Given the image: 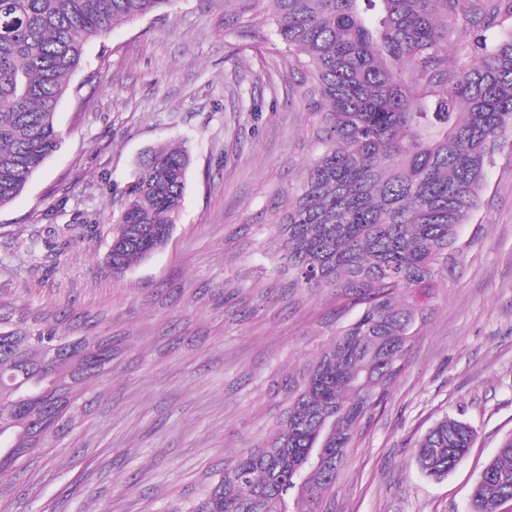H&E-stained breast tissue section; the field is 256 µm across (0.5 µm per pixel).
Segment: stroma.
I'll list each match as a JSON object with an SVG mask.
<instances>
[{"label":"stroma","instance_id":"obj_1","mask_svg":"<svg viewBox=\"0 0 512 512\" xmlns=\"http://www.w3.org/2000/svg\"><path fill=\"white\" fill-rule=\"evenodd\" d=\"M306 123L281 50L225 28L224 0H172L89 42L56 112L60 149L0 207V315L104 312L112 373L72 430L0 478V512H172L277 420L278 381L336 330L333 290L289 289L263 249L275 190L310 159ZM167 141L191 156L179 218L160 251L113 277L106 229ZM53 228L73 236L58 255L36 242ZM461 240L329 512H466L512 435V154L496 155ZM447 416L475 438L436 480L415 445Z\"/></svg>","mask_w":512,"mask_h":512}]
</instances>
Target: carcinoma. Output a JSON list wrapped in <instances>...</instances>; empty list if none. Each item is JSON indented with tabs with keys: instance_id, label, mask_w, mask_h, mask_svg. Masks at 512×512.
I'll return each instance as SVG.
<instances>
[{
	"instance_id": "1",
	"label": "carcinoma",
	"mask_w": 512,
	"mask_h": 512,
	"mask_svg": "<svg viewBox=\"0 0 512 512\" xmlns=\"http://www.w3.org/2000/svg\"><path fill=\"white\" fill-rule=\"evenodd\" d=\"M171 0H0V207L61 143L55 113L86 42ZM275 36L301 75L313 156L300 184L275 194L269 223L290 288L336 290V319L356 312L288 373L286 407L254 447L224 463L187 512H324L349 448L403 370L428 319L413 291L447 277L460 232L480 207L487 168L512 148V0H224V27ZM460 65H448V25ZM190 156L163 144L143 161L108 229L106 264L122 276L168 242ZM84 312L76 335L39 313L0 318V475L28 466L80 420L112 374V337ZM24 367L39 383L15 393ZM474 438L445 418L417 442L426 475H448ZM512 503V436L478 480L470 512Z\"/></svg>"
}]
</instances>
